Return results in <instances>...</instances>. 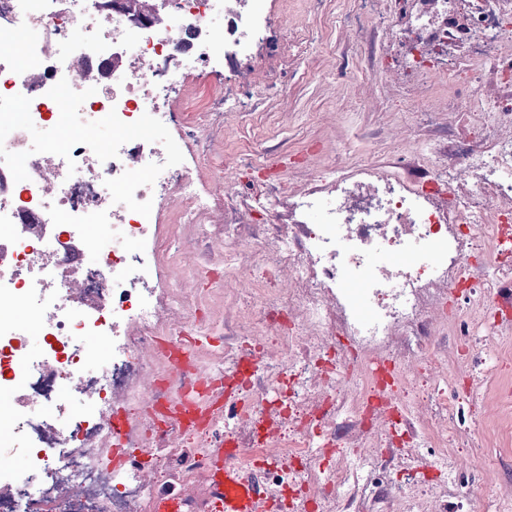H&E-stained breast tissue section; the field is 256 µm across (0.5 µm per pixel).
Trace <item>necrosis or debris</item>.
Returning a JSON list of instances; mask_svg holds the SVG:
<instances>
[{
  "label": "necrosis or debris",
  "instance_id": "4bbe7bcc",
  "mask_svg": "<svg viewBox=\"0 0 512 512\" xmlns=\"http://www.w3.org/2000/svg\"><path fill=\"white\" fill-rule=\"evenodd\" d=\"M373 2L414 93L431 95L428 77L443 71L449 111L482 91L488 108L469 113L468 141H431L438 164L418 156L401 175H355L338 162L313 183L305 156L244 165L229 182L216 161L220 189L205 193L176 151L130 134L149 117L177 123L163 90L208 67V44L245 47L250 27L229 0H174L168 15L136 26L124 9L101 13L100 0H0V119L11 120L0 135V304L41 327L46 355L26 362L23 327L0 317V391L14 392L0 416L17 433L0 440V458L32 436L54 463L11 479L0 512H129L153 495L135 449H173V477L200 480L208 449L227 438L289 512L313 498L322 512H446L466 479L456 460L475 445L467 418L492 400L512 405L488 381L495 353L512 346V319L490 308L512 297V146L501 141L512 126V0ZM425 15L438 25L419 26ZM35 29L40 38L23 42ZM67 88L69 122H105L111 145L77 137L57 149ZM35 129L46 134L37 145ZM174 197L207 287L253 272L266 300L254 333L208 353L214 378L243 372L239 410L186 432L137 392L150 377L160 403L175 399L190 370L160 345L182 338L201 349L209 326L186 321V295L132 286L170 251L157 224ZM246 209L265 223H243ZM317 209L324 220L310 223ZM369 252L409 263L382 279ZM89 338L109 344L111 359H94ZM427 456L445 477L439 486L418 476ZM396 469L406 483L392 482Z\"/></svg>",
  "mask_w": 512,
  "mask_h": 512
}]
</instances>
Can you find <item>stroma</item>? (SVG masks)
Listing matches in <instances>:
<instances>
[{
  "label": "stroma",
  "mask_w": 512,
  "mask_h": 512,
  "mask_svg": "<svg viewBox=\"0 0 512 512\" xmlns=\"http://www.w3.org/2000/svg\"><path fill=\"white\" fill-rule=\"evenodd\" d=\"M241 11L263 12L266 26L254 38L249 55L236 56L234 48L212 47L222 59V72L203 71L174 89L170 105L185 127L196 130L203 149L189 152L185 160L201 179H208L207 153L224 158V177L233 179L238 164L273 152L299 158L318 145L316 165L342 160L355 168L406 163L416 153L428 152L419 141L422 121H430L440 136H447L455 115L445 112L448 76H431L434 94L429 98L407 90L392 91L395 76L376 69L382 51L377 20L362 0H237ZM293 17L307 27L311 41L304 54L284 53L281 22ZM270 83L271 88L255 111L232 113L224 126L209 132L201 127L219 95L244 97L250 85ZM250 281L231 280L194 299L186 318L205 314L212 333L224 334L225 317L235 318L240 332H248L250 317L238 297Z\"/></svg>",
  "instance_id": "1"
}]
</instances>
